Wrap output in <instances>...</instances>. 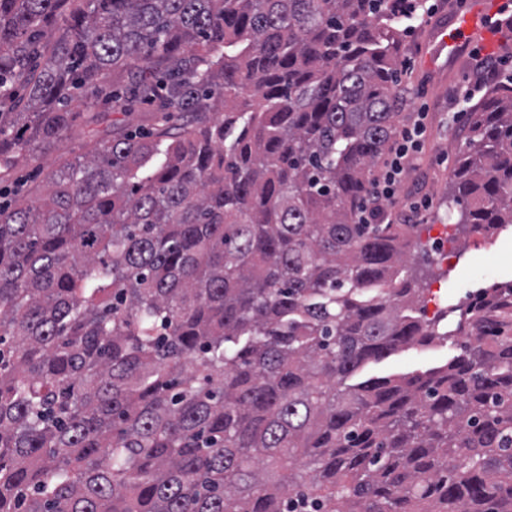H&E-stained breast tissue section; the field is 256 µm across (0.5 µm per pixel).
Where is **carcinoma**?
<instances>
[{
  "mask_svg": "<svg viewBox=\"0 0 512 512\" xmlns=\"http://www.w3.org/2000/svg\"><path fill=\"white\" fill-rule=\"evenodd\" d=\"M389 5L0 0V512H512V283L446 364L360 375L448 336L417 225L355 219L399 115ZM82 93L151 130L96 110L16 197ZM475 112L453 198L489 234L512 87ZM75 134L72 138L64 141L58 150H55L48 155L41 157V163L46 170L54 169L57 165L58 156L64 153L65 156L71 161L75 162L78 158H82L86 154V149L83 146V139L78 135L80 127H74Z\"/></svg>",
  "mask_w": 512,
  "mask_h": 512,
  "instance_id": "carcinoma-1",
  "label": "carcinoma"
}]
</instances>
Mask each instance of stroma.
<instances>
[{
	"mask_svg": "<svg viewBox=\"0 0 512 512\" xmlns=\"http://www.w3.org/2000/svg\"><path fill=\"white\" fill-rule=\"evenodd\" d=\"M426 34V28L421 27L413 35L398 38L400 57L410 63V70L401 81L414 89L413 97L403 101L402 116L410 118L413 110L423 105L428 109L429 125L422 163L409 173L405 191L433 200L425 218L422 243L432 244L437 232L446 231L455 234L459 247L450 260L438 259L429 266L419 263L416 251H408L406 258L425 286L426 307L440 314L441 325L448 328L449 334L431 346H410L383 361L366 364L362 373L367 377L391 376L446 363L459 352L460 338L455 328L460 306L480 288L512 281V225L490 238L460 232L456 223L461 206L450 195V160L465 148L467 120L473 115L472 104L458 103L457 90L472 78L475 62L465 59L458 68L444 74L423 68L419 59Z\"/></svg>",
	"mask_w": 512,
	"mask_h": 512,
	"instance_id": "stroma-1",
	"label": "stroma"
}]
</instances>
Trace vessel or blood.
I'll return each instance as SVG.
<instances>
[{
  "label": "vessel or blood",
  "mask_w": 512,
  "mask_h": 512,
  "mask_svg": "<svg viewBox=\"0 0 512 512\" xmlns=\"http://www.w3.org/2000/svg\"><path fill=\"white\" fill-rule=\"evenodd\" d=\"M500 0H463L450 16L436 24L427 38L423 57L425 68L445 71L456 67L466 56L472 40L490 43L491 34L481 25L485 15L496 11Z\"/></svg>",
  "instance_id": "vessel-or-blood-1"
}]
</instances>
